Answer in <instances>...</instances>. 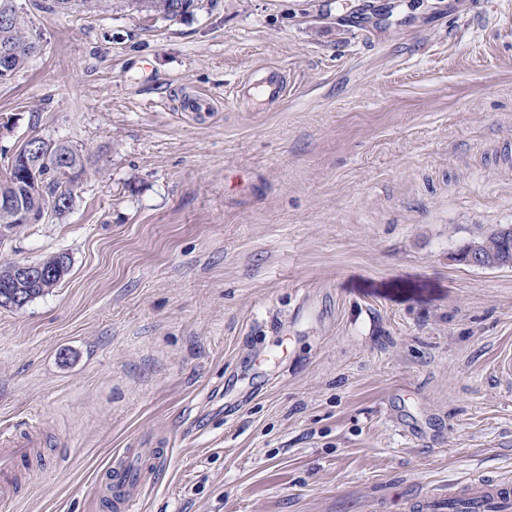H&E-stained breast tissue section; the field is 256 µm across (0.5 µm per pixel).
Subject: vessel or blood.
Wrapping results in <instances>:
<instances>
[{"label":"vessel or blood","mask_w":512,"mask_h":512,"mask_svg":"<svg viewBox=\"0 0 512 512\" xmlns=\"http://www.w3.org/2000/svg\"><path fill=\"white\" fill-rule=\"evenodd\" d=\"M35 437L17 440L0 435V512H13L22 498L18 466L28 457ZM168 455L164 448H125L113 455L99 487L109 512H139L142 490ZM408 512H512V480L472 478L449 485L447 494L416 493L406 504Z\"/></svg>","instance_id":"b4317fda"}]
</instances>
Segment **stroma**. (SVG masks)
Instances as JSON below:
<instances>
[{"label": "stroma", "mask_w": 512, "mask_h": 512, "mask_svg": "<svg viewBox=\"0 0 512 512\" xmlns=\"http://www.w3.org/2000/svg\"><path fill=\"white\" fill-rule=\"evenodd\" d=\"M17 3L39 49L0 83V175L34 135L88 169L0 233V265L71 259L0 308V430L41 437L18 512H107L136 445L169 451L141 512L512 478V266L454 259L512 224V0ZM268 67L281 101L233 99ZM125 2L132 10L154 13L163 18L181 16L195 6V0H127Z\"/></svg>", "instance_id": "obj_1"}]
</instances>
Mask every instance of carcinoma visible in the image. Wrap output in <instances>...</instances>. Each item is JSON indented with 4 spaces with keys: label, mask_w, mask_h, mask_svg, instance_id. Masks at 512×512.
Instances as JSON below:
<instances>
[{
    "label": "carcinoma",
    "mask_w": 512,
    "mask_h": 512,
    "mask_svg": "<svg viewBox=\"0 0 512 512\" xmlns=\"http://www.w3.org/2000/svg\"><path fill=\"white\" fill-rule=\"evenodd\" d=\"M195 0H126L127 7L137 12H148L164 18H174L194 7ZM0 68L14 75L25 67L36 47L37 40L28 21L19 11L16 0H0ZM34 168L37 177L28 181L22 173ZM86 174V160L77 151L62 143H52L41 150L17 152L11 159L6 175L0 177V228L12 229L27 223L30 213L50 212L64 215L72 206L81 179ZM481 254L485 268L512 265V225L497 227L473 244ZM71 262L66 253L55 254L41 265L46 275L24 283L16 277V265L0 267V295L6 298L20 293L23 306L56 286L62 276L58 268L61 260Z\"/></svg>",
    "instance_id": "1"
}]
</instances>
